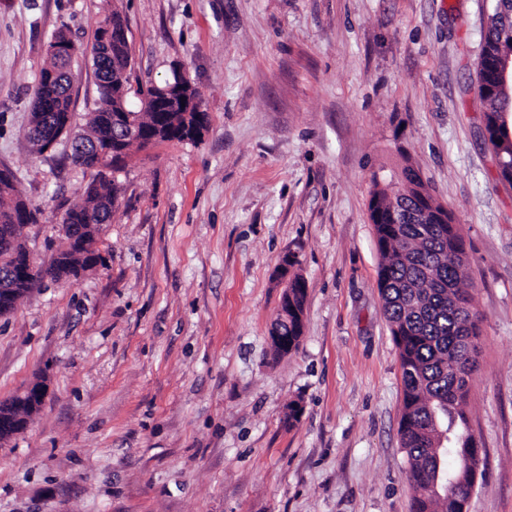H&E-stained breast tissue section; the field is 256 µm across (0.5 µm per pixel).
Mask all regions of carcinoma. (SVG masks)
Here are the masks:
<instances>
[{
  "label": "carcinoma",
  "mask_w": 512,
  "mask_h": 512,
  "mask_svg": "<svg viewBox=\"0 0 512 512\" xmlns=\"http://www.w3.org/2000/svg\"><path fill=\"white\" fill-rule=\"evenodd\" d=\"M493 12L480 56L477 78L488 89L485 98V132L490 136L499 177L512 180V95L494 92L495 60L512 51V0H492ZM130 58L127 39L119 36L101 41L95 31L91 62L98 87L119 75L130 84L126 71ZM71 62L48 56L40 72L32 104L31 123L55 124L71 113ZM112 96L99 92L96 108L89 114L82 139L109 146L112 137ZM368 203L376 246L381 255L378 288L391 336L399 351L403 383L400 438L410 463L407 480L413 492V512H466L479 461L474 457L478 441L471 432L463 404L475 365H467L470 339L479 336L480 314L472 307L468 291L461 288L466 277L464 243L457 225L432 223L433 214L419 207L427 189L411 165L396 177L377 180ZM118 200L112 181L94 173L84 191L83 203L67 213L72 224L85 223L88 211L107 214ZM27 208L17 184L0 177V265L14 262L3 247L5 237ZM306 298V283L296 276L288 281V310L278 314L279 335L288 349L298 347L303 333L299 317ZM448 479V494L431 488L435 474Z\"/></svg>",
  "instance_id": "cac0c4a2"
}]
</instances>
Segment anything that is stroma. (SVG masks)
<instances>
[{
	"label": "stroma",
	"instance_id": "1",
	"mask_svg": "<svg viewBox=\"0 0 512 512\" xmlns=\"http://www.w3.org/2000/svg\"><path fill=\"white\" fill-rule=\"evenodd\" d=\"M492 0H0V165L40 210L50 263L91 171L27 130L52 35L126 23L131 82L180 70L200 141L133 148L101 263L0 317V401L45 380L0 445V512H412L402 378L377 287L376 172L419 170L464 240L482 315L464 411L481 448L467 512H512V183L483 138ZM98 98L72 66V127ZM306 282L296 350L269 331ZM303 410L286 426L290 403Z\"/></svg>",
	"mask_w": 512,
	"mask_h": 512
}]
</instances>
